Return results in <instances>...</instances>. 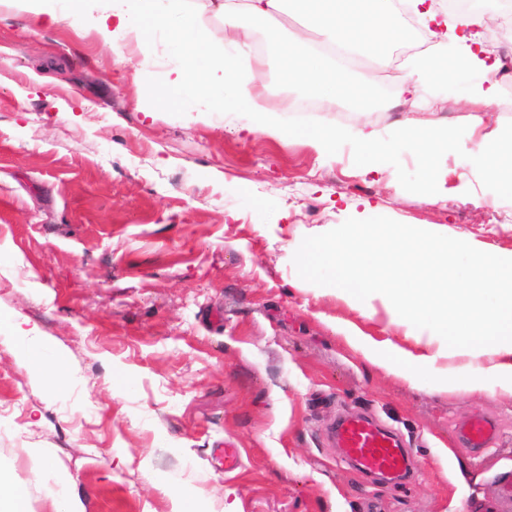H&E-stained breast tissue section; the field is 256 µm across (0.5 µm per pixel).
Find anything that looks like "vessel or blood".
<instances>
[{
  "label": "vessel or blood",
  "mask_w": 512,
  "mask_h": 512,
  "mask_svg": "<svg viewBox=\"0 0 512 512\" xmlns=\"http://www.w3.org/2000/svg\"><path fill=\"white\" fill-rule=\"evenodd\" d=\"M457 436L464 446L479 451L497 441L498 428L491 419L477 415L458 428ZM333 437L342 455L359 470L380 474L388 482L402 481L410 468L402 439L367 416L340 417Z\"/></svg>",
  "instance_id": "vessel-or-blood-1"
}]
</instances>
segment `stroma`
Returning <instances> with one entry per match:
<instances>
[{"mask_svg":"<svg viewBox=\"0 0 512 512\" xmlns=\"http://www.w3.org/2000/svg\"><path fill=\"white\" fill-rule=\"evenodd\" d=\"M396 65L362 64L363 105L288 111L284 126L336 128L321 152L257 127L251 112L155 111L167 74L136 44L102 50L94 31L39 23L0 0V311L66 354L64 388L37 383L0 332V465L28 481L34 512L55 491L81 512H491L512 481V394L471 387L442 337L389 326L377 298H337L331 271L298 274L300 247L367 227H415L454 250L467 240L512 256V193L470 147L512 134V79L488 106L437 78L385 111ZM448 129L431 156L395 144L408 121ZM388 144L366 168L350 131ZM430 357L414 381L368 364L346 340ZM350 411L405 442L393 485L343 459L331 432ZM496 444L456 439L473 414ZM230 442L238 466L212 450ZM50 470L33 478L30 449Z\"/></svg>","mask_w":512,"mask_h":512,"instance_id":"1","label":"stroma"}]
</instances>
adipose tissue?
Masks as SVG:
<instances>
[{
    "label": "adipose tissue",
    "instance_id": "obj_1",
    "mask_svg": "<svg viewBox=\"0 0 512 512\" xmlns=\"http://www.w3.org/2000/svg\"><path fill=\"white\" fill-rule=\"evenodd\" d=\"M19 10L48 24L68 20L73 26H89L104 48L120 51L135 42L149 54L155 32L165 33L180 53L181 64L155 99L165 110L189 101H203L211 112H252L259 127L271 134H285L276 112L262 92L256 91L244 69L279 68L289 82L319 96L362 103L367 83L355 79L340 61H326L322 47L388 65L389 45L408 39L412 29L404 18L411 11L422 26L435 22L425 0H11ZM209 13L224 25L222 41H211L196 16ZM265 25L275 57L257 54L250 39L252 21ZM486 20L479 13H464L445 21L436 36L433 52L413 58L398 87L411 94L434 80L448 55L463 58L469 71L479 73L478 83L462 84V99L485 106L493 99L497 81L482 57L479 27ZM364 225L335 242L313 241L300 253L299 273L318 276L331 268L337 297L352 301L368 296L381 298L389 324L431 327L443 336L451 352L467 356L475 373L474 389L495 381L512 392V260L471 247L456 249L443 259L433 247L418 246L409 237L396 240L391 256L368 245ZM0 331L12 334L15 357L39 381H62L67 374L62 354L15 314L0 313Z\"/></svg>",
    "mask_w": 512,
    "mask_h": 512
}]
</instances>
